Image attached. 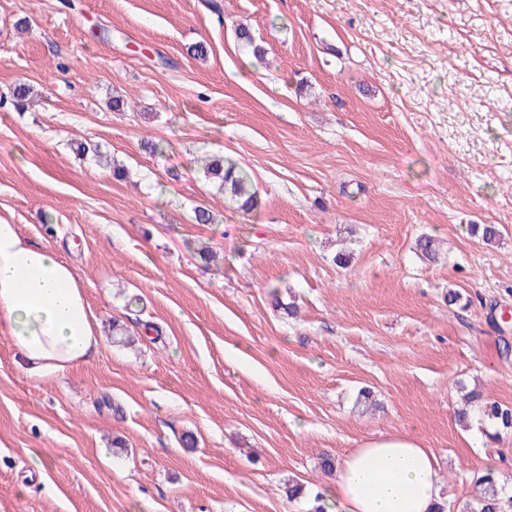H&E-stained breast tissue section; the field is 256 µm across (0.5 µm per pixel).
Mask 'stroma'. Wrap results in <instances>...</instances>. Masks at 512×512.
<instances>
[{"mask_svg":"<svg viewBox=\"0 0 512 512\" xmlns=\"http://www.w3.org/2000/svg\"><path fill=\"white\" fill-rule=\"evenodd\" d=\"M0 221L75 268L101 337L34 375L0 335V512H314L322 455L393 433L448 504L487 457L512 484V433L455 418L463 388L512 405V0H0ZM204 176L217 180L224 197L244 211L255 209L259 204L257 190L253 187L249 174L237 164L226 159L213 158L205 165Z\"/></svg>","mask_w":512,"mask_h":512,"instance_id":"stroma-1","label":"stroma"}]
</instances>
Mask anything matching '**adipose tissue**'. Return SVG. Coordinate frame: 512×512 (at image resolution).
Returning a JSON list of instances; mask_svg holds the SVG:
<instances>
[{"mask_svg": "<svg viewBox=\"0 0 512 512\" xmlns=\"http://www.w3.org/2000/svg\"><path fill=\"white\" fill-rule=\"evenodd\" d=\"M0 335L42 375L97 351L95 316L74 268L0 221ZM327 512H438L442 480L430 449L406 435L363 441L321 491Z\"/></svg>", "mask_w": 512, "mask_h": 512, "instance_id": "ef3b65f1", "label": "adipose tissue"}]
</instances>
